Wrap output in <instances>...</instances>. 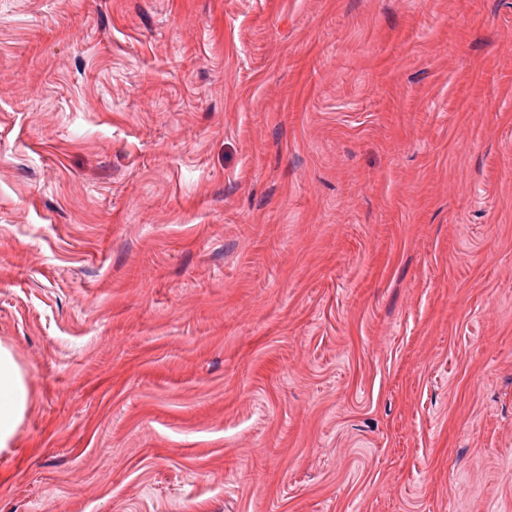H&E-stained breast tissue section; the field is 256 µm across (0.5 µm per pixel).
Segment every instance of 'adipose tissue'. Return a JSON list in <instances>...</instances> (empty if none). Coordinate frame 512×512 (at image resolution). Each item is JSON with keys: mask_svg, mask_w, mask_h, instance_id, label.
<instances>
[{"mask_svg": "<svg viewBox=\"0 0 512 512\" xmlns=\"http://www.w3.org/2000/svg\"><path fill=\"white\" fill-rule=\"evenodd\" d=\"M28 404L26 375L12 351L0 345V449L12 444Z\"/></svg>", "mask_w": 512, "mask_h": 512, "instance_id": "ef3b65f1", "label": "adipose tissue"}]
</instances>
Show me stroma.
Returning a JSON list of instances; mask_svg holds the SVG:
<instances>
[{
  "label": "stroma",
  "instance_id": "35a3bbf8",
  "mask_svg": "<svg viewBox=\"0 0 512 512\" xmlns=\"http://www.w3.org/2000/svg\"><path fill=\"white\" fill-rule=\"evenodd\" d=\"M0 512H512V0H0ZM29 404L26 375L12 351L0 345V449L9 448Z\"/></svg>",
  "mask_w": 512,
  "mask_h": 512
}]
</instances>
